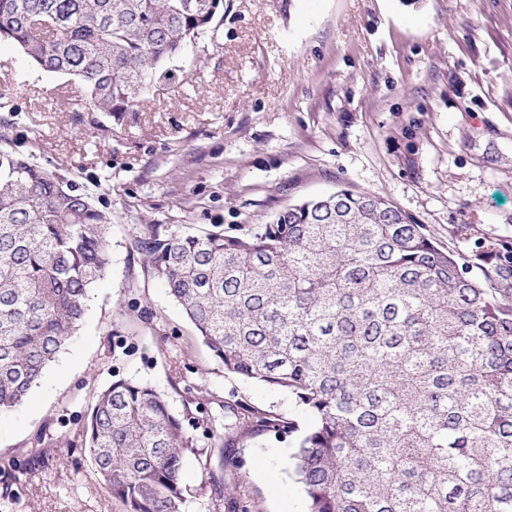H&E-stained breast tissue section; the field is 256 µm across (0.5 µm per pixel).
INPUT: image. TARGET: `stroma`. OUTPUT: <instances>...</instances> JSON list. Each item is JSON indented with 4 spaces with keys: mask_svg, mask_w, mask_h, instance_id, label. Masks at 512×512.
Instances as JSON below:
<instances>
[{
    "mask_svg": "<svg viewBox=\"0 0 512 512\" xmlns=\"http://www.w3.org/2000/svg\"><path fill=\"white\" fill-rule=\"evenodd\" d=\"M6 147L112 213L106 277L40 383L0 413V512H122L77 446L115 376L177 415L193 384L294 420L286 393L227 373L134 247L150 224H264L346 187L384 197L442 249L512 245V0H224V19L120 117L0 46ZM156 312V319L143 315ZM251 512H305L291 436H225ZM26 463L25 482L7 476ZM188 457L182 512H213Z\"/></svg>",
    "mask_w": 512,
    "mask_h": 512,
    "instance_id": "35a3bbf8",
    "label": "stroma"
}]
</instances>
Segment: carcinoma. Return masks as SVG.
<instances>
[{"instance_id": "1", "label": "carcinoma", "mask_w": 512, "mask_h": 512, "mask_svg": "<svg viewBox=\"0 0 512 512\" xmlns=\"http://www.w3.org/2000/svg\"><path fill=\"white\" fill-rule=\"evenodd\" d=\"M224 0H0V43L78 79L84 111L126 112ZM111 213L0 148V413L78 329L106 273ZM224 371L311 417L291 456L306 512H512V247L468 258L381 197L339 188L235 232L134 241ZM242 431L291 419L223 402ZM81 448L123 512H181L192 436L165 395L118 378ZM215 510L250 512L210 476Z\"/></svg>"}]
</instances>
